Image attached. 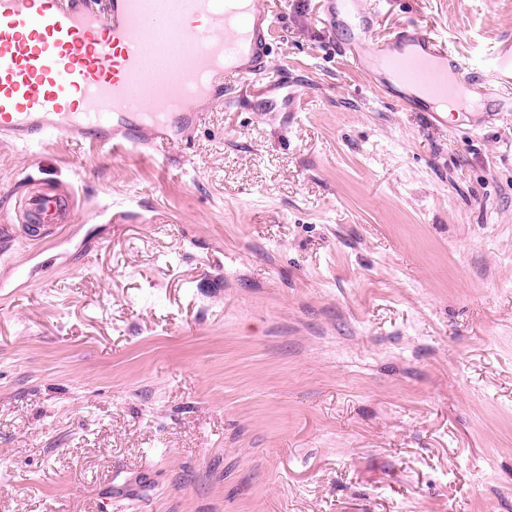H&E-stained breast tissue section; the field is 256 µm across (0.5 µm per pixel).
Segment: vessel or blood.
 <instances>
[{
  "instance_id": "obj_1",
  "label": "vessel or blood",
  "mask_w": 512,
  "mask_h": 512,
  "mask_svg": "<svg viewBox=\"0 0 512 512\" xmlns=\"http://www.w3.org/2000/svg\"><path fill=\"white\" fill-rule=\"evenodd\" d=\"M326 15L361 71L405 88L401 106L427 104L432 125L447 126L451 104L475 128L512 112L511 45L470 57L417 22L380 40L381 11L365 0H326ZM273 30L251 0H0V140L32 157L56 138L103 153L177 148L233 80L295 111L287 75L268 76ZM20 216L39 249L75 223V202L35 179Z\"/></svg>"
}]
</instances>
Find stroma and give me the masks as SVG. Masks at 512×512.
Wrapping results in <instances>:
<instances>
[{"label": "stroma", "instance_id": "stroma-1", "mask_svg": "<svg viewBox=\"0 0 512 512\" xmlns=\"http://www.w3.org/2000/svg\"><path fill=\"white\" fill-rule=\"evenodd\" d=\"M295 116L225 86L185 149L36 158L77 224L0 237V512H512V112L432 126L336 50L321 0H256ZM465 55L512 0H390ZM124 209L122 223L111 220Z\"/></svg>", "mask_w": 512, "mask_h": 512}]
</instances>
